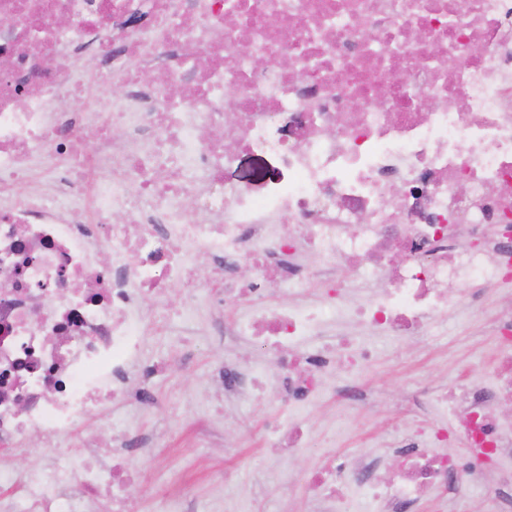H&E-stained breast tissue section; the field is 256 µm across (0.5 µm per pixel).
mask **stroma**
<instances>
[{"label": "stroma", "mask_w": 512, "mask_h": 512, "mask_svg": "<svg viewBox=\"0 0 512 512\" xmlns=\"http://www.w3.org/2000/svg\"><path fill=\"white\" fill-rule=\"evenodd\" d=\"M279 175L274 159L243 154L225 169L224 181L232 184L250 176L253 190L259 192ZM511 303L512 291L493 288L485 292L480 310L449 313L433 335L376 337L377 355L360 381L379 391L378 402L353 408L333 393H324L307 415L310 448L285 460L275 459L265 446V421L275 410L271 401L226 407L212 421L206 444L183 438V431L195 427L212 406L205 380L217 349L207 335V317H200L201 333L191 340L150 339L146 358L166 359L168 370L152 383L155 408L140 416V434L153 442L154 449L133 457L143 477L128 490L130 512H157L163 484L184 476L194 491L185 512H201L217 494L223 497L226 512L241 506L247 512H279L283 506L288 512H311V492L302 474L322 465L331 449L344 455L383 452L385 444L407 428L416 409L410 393L417 386H450L479 377L481 359L496 344L490 321ZM341 411L350 413L351 420L340 433L336 415Z\"/></svg>", "instance_id": "stroma-1"}]
</instances>
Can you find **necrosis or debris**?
<instances>
[{
    "instance_id": "4bbe7bcc",
    "label": "necrosis or debris",
    "mask_w": 512,
    "mask_h": 512,
    "mask_svg": "<svg viewBox=\"0 0 512 512\" xmlns=\"http://www.w3.org/2000/svg\"><path fill=\"white\" fill-rule=\"evenodd\" d=\"M0 17V512H129L137 414L167 369L146 344L194 335L202 309L233 339L215 410L273 397L266 445L293 456L326 390L370 399L376 349L348 325L427 336L451 282H512V0H0ZM117 81L126 96L73 110ZM241 152L285 177L225 187ZM241 263L250 276L225 275ZM359 279L376 292L353 295ZM492 329L485 380L419 392L452 427L330 456L303 477L318 512L485 489L512 512V306ZM92 414L118 424L81 440L77 469ZM29 433L45 464L21 471L5 454Z\"/></svg>"
}]
</instances>
